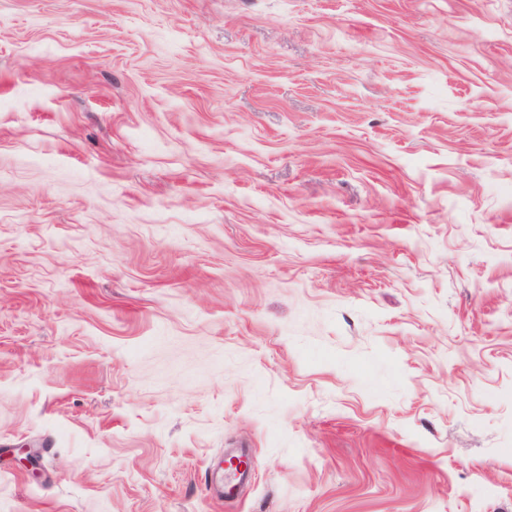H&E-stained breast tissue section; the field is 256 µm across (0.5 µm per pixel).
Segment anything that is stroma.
<instances>
[{
    "instance_id": "stroma-1",
    "label": "stroma",
    "mask_w": 512,
    "mask_h": 512,
    "mask_svg": "<svg viewBox=\"0 0 512 512\" xmlns=\"http://www.w3.org/2000/svg\"><path fill=\"white\" fill-rule=\"evenodd\" d=\"M29 440L0 512H512V0H0Z\"/></svg>"
}]
</instances>
